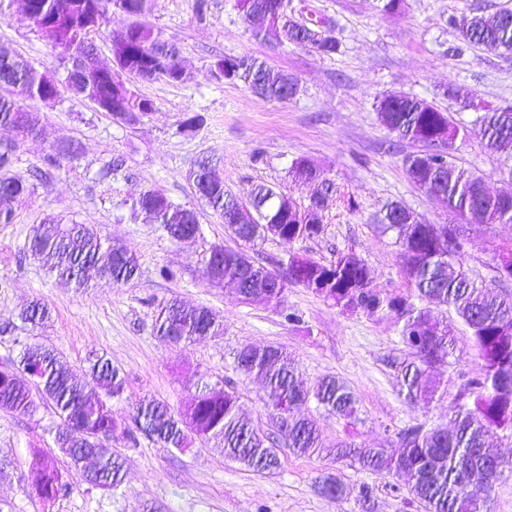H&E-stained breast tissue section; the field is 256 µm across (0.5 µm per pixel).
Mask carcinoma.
<instances>
[{
    "label": "carcinoma",
    "mask_w": 512,
    "mask_h": 512,
    "mask_svg": "<svg viewBox=\"0 0 512 512\" xmlns=\"http://www.w3.org/2000/svg\"><path fill=\"white\" fill-rule=\"evenodd\" d=\"M38 32L48 31V43L66 64L65 86L88 102H98L116 121L136 125L155 110L154 102L138 96L130 88L133 80L163 79L180 82V50L167 42L153 26L141 21L151 10V0H25ZM245 21L259 19L279 41L309 48L322 57L332 56L340 47L330 21L322 16L296 19L287 14L283 0H229ZM130 22L108 31L113 66L87 83L77 71L84 52L93 50L90 41L95 29L87 26L89 15L98 14L106 25L112 10ZM448 26L458 32L457 53L478 48L512 54V11L490 17L474 13L448 17ZM214 77L220 81H240L255 95L286 101L298 93L297 78L275 73L265 61L252 56L222 57L215 62ZM0 85L13 89L0 96V126L37 132L38 115L28 102L56 100L59 85L32 61L0 47ZM446 95L475 111L471 125L454 122L447 111L417 96L387 95L378 100L376 110L383 126L399 140H411L428 150L410 154L403 160L412 183L438 198L459 224H511L512 199L493 196L474 172L459 166L449 152L450 142L461 133H476L486 149L498 152L512 145V104L485 105L465 86L448 89ZM17 144L0 145V224L13 221L11 202L29 194L33 184L13 170ZM76 144L51 147L42 163L59 169L62 162L76 155ZM295 181L312 183L318 175L299 160L291 167ZM200 197L219 218L237 210L247 211L224 190V181L208 168L189 174ZM279 192L267 185L255 188L251 207L252 223L227 229L240 242L253 245L266 238L264 227L276 224L279 239L291 244L315 239L324 231L321 212L327 195L317 193L305 210L283 211L277 205ZM151 224H159L172 239L201 231L194 211L174 204L156 189L140 194L134 203ZM413 212L398 203L387 204L378 220L387 232L396 233L402 271L410 283V294H384L373 286L363 258L352 251H339L333 260L320 263L295 255L288 257L287 277L257 262L244 248L238 259L227 258L220 270V281L238 284L242 269L249 271V287L280 300L288 284L311 290L342 311H362L392 316L401 324V342L406 357L392 361L403 398L429 408L443 395L441 382L431 371L449 363L455 339L448 323L435 315L436 309L452 310L471 330V339L483 360L482 372L465 382L454 401L448 404L451 427L416 423L397 432L399 447L366 448L355 441L360 421L358 400L347 386L333 376L310 385L297 381L294 360L276 346L245 345L234 354L237 370L246 377L264 382V406L275 426L297 456L325 453L338 462L360 471L392 478L406 477L410 500L423 512H489V497L501 476L492 468L498 458L487 444L490 429L512 432V294L498 292L495 286L472 279L465 270V239L459 228L433 236L431 225L413 224ZM23 252L43 263L48 273L85 287L82 274L96 267L114 285L133 279L137 258L127 249L104 245L96 229L88 224H53L37 227L28 237ZM423 303L418 307L412 302ZM19 318L33 327L50 318L48 306L35 300ZM223 325L205 308H185L173 298L163 306L155 333L173 343L191 342L205 336H218ZM87 379L79 383L64 370L58 353L39 345L22 351L19 367L23 375L8 366L0 367V405L22 416L36 412L37 400L52 405L59 422L49 433L56 448L67 456L70 466L83 472L88 489L111 491L123 482L125 458L110 442L118 434L132 446L140 439L165 448H191L196 440L210 436L224 441L225 457L256 473L278 467V444L257 429L240 412L239 396L222 386L206 385L181 411L163 401L139 403L132 424L118 422L108 402L125 392L121 370L108 359L89 354ZM39 398H34L33 394ZM314 401L344 421L347 438L328 446L314 420L297 409ZM96 461H84L89 449ZM31 469L36 473L32 490L44 502H53L72 493L54 461L40 449H30ZM320 493L330 499L342 496L343 485L332 475L319 481Z\"/></svg>",
    "instance_id": "cac0c4a2"
}]
</instances>
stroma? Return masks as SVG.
<instances>
[{"instance_id": "1", "label": "stroma", "mask_w": 512, "mask_h": 512, "mask_svg": "<svg viewBox=\"0 0 512 512\" xmlns=\"http://www.w3.org/2000/svg\"><path fill=\"white\" fill-rule=\"evenodd\" d=\"M306 5L335 22L341 40L336 55L323 58L255 35L227 0H211L210 20L202 25L195 20L196 0H153L146 20L180 47L186 77L177 84L132 83L133 91L155 104L140 124L115 121L65 89L55 102L31 103L40 132L17 142L15 169L29 178L34 191L13 203V223L0 224V366L16 365L21 343H35L57 351L73 378L82 381L85 357L97 351L126 377L122 399L111 403L114 418L122 422L130 421L140 401H164L176 408L203 383L220 381L239 394L243 414L271 433L275 426L263 404L264 387L236 371L234 353L245 344L274 345L294 359L303 383L334 375L354 391L363 446L394 448L401 428L447 423L449 401L482 366L468 327L453 311L444 317L457 340L456 355L436 371L447 392L429 409L414 407L400 395L391 366L405 353L393 319L340 311L294 284L281 303L245 304L231 286L208 278L210 250H235L239 243L198 197L188 173L207 160L225 190L240 201L249 202L254 187L264 183L303 208L313 189L296 183L290 168L296 160H309L329 186L324 234L290 245L268 237L256 246L254 257L281 274L289 254L326 263L336 252L350 250L365 259L377 288L408 292L396 235L381 232L376 215L396 201L423 224H447L454 217L410 181L403 159L420 146L390 135L375 104L393 93L418 96L467 124L474 114L444 97L448 85H467L494 104L512 103V55L481 49L448 55L457 39L446 24L452 14L490 16L512 10V0H405L392 15L378 12L375 0H288L295 14ZM0 46L49 74L66 75L25 18L21 0L0 10ZM246 54L296 77L297 95L287 102L268 101L242 84L214 78L218 58ZM194 115L202 117V126L184 130V120ZM69 140L81 145V154L64 168L45 167L43 155ZM451 153L459 165L483 178L490 194L512 193V147L491 153L471 134L457 138ZM111 160L121 162V174L105 173ZM149 188L196 213L201 232L194 240H171L133 210V201ZM73 221L94 225L102 237L135 254L138 275L114 286L92 271L89 288L79 290L22 254L34 226ZM463 232L468 272L494 282V256L512 245V224H467ZM173 297L190 307L209 308L222 322L223 333L188 345L159 339L155 319ZM36 299L48 305L51 318L32 330L19 315ZM290 313L300 316V324L287 321ZM56 421L53 407L46 404L30 416L0 411V512H421L407 503L406 489H391L389 479L326 455L297 456L284 440L279 468L258 475L225 459L224 443L217 438L198 443L188 455L148 440L132 447L116 438L112 446L126 459L123 484L113 492L90 491L81 472L53 444L49 429ZM33 445L53 456L74 488L70 497L47 504L31 494ZM330 473L344 484L342 497L335 500L316 489L319 478ZM366 485L372 498L365 504L360 492Z\"/></svg>"}]
</instances>
